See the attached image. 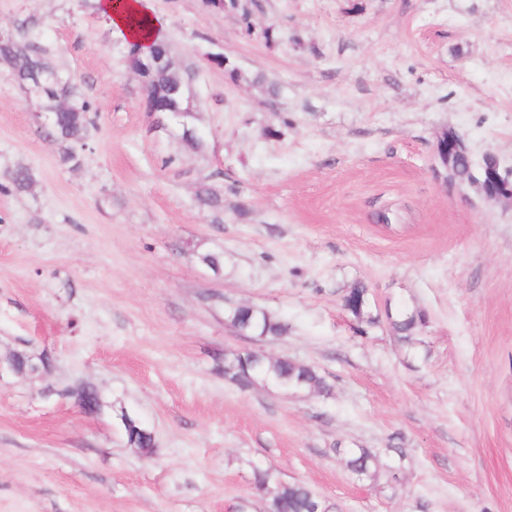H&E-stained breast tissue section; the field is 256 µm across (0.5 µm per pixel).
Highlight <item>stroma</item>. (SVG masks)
Masks as SVG:
<instances>
[{
  "instance_id": "obj_1",
  "label": "stroma",
  "mask_w": 512,
  "mask_h": 512,
  "mask_svg": "<svg viewBox=\"0 0 512 512\" xmlns=\"http://www.w3.org/2000/svg\"><path fill=\"white\" fill-rule=\"evenodd\" d=\"M252 2L248 35L232 8L150 0L194 73V150L146 112L100 0H0V33L36 21L92 105L68 162L0 66V358L50 361L0 372V512H266L258 469L329 512H512V200L434 152L453 131L473 164L512 169V0ZM358 284L373 311L425 312L414 343L359 327L342 302ZM239 305L287 335L239 334ZM228 350L308 364L331 392L240 389ZM85 386L98 412L63 394ZM358 448L374 477L348 468ZM130 418V425L122 423L126 443L131 448H138L142 454H144L142 448H148L146 453L150 452V449L154 447L151 432L143 424L134 423L135 421L141 422L139 419L132 416Z\"/></svg>"
}]
</instances>
